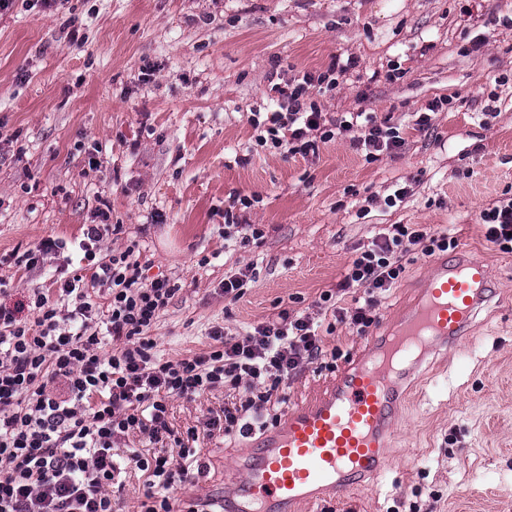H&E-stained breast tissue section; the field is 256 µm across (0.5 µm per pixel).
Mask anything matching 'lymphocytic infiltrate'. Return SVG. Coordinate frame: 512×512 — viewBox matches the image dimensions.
<instances>
[{
    "mask_svg": "<svg viewBox=\"0 0 512 512\" xmlns=\"http://www.w3.org/2000/svg\"><path fill=\"white\" fill-rule=\"evenodd\" d=\"M335 88L329 73H303L281 89L285 111L250 122L262 127L259 144L290 154L316 151L338 135L350 136L368 159L401 150L398 128L362 112L326 118L308 97L312 86ZM80 247L92 273L73 272L35 289L27 300L0 303V512H120L113 496L121 465L112 450L133 433L151 442H170L166 451L146 458L132 454L147 476L140 512H198L197 503L176 509L169 496L193 476L196 430L175 435L167 421L168 401L193 399L225 387H246L248 398L211 417L208 430L248 434L255 419L280 404L282 385L309 363L324 358L323 338L306 315L281 310L242 339L225 338L212 327L210 345L178 360L158 358L151 331L180 287L163 275L147 276L135 259V245L98 254L106 235L123 227L98 210ZM485 239L512 253V198L489 203L482 213ZM425 253L455 247L448 235L430 233L419 224H394L356 254L337 291H323L322 306L335 310L337 293H364L351 321L360 328L374 322L371 297L399 280L402 261L415 246ZM108 292L105 305L91 299L90 285Z\"/></svg>",
    "mask_w": 512,
    "mask_h": 512,
    "instance_id": "1",
    "label": "lymphocytic infiltrate"
}]
</instances>
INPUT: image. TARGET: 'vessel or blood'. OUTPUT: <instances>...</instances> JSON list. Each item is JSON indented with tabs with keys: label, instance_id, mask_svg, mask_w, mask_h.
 <instances>
[{
	"label": "vessel or blood",
	"instance_id": "obj_1",
	"mask_svg": "<svg viewBox=\"0 0 512 512\" xmlns=\"http://www.w3.org/2000/svg\"><path fill=\"white\" fill-rule=\"evenodd\" d=\"M495 293L484 262L463 252L440 261L414 301L371 336L366 356L254 442L224 512H299L323 491L353 495L381 475L423 361L431 350L457 349Z\"/></svg>",
	"mask_w": 512,
	"mask_h": 512
}]
</instances>
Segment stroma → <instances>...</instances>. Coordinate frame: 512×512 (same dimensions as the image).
<instances>
[{
    "label": "stroma",
    "instance_id": "obj_1",
    "mask_svg": "<svg viewBox=\"0 0 512 512\" xmlns=\"http://www.w3.org/2000/svg\"><path fill=\"white\" fill-rule=\"evenodd\" d=\"M336 72L311 100L330 117L368 112L405 145L367 161L349 138L292 156L258 145L248 117L278 108L273 87L306 72ZM447 100L429 128L419 112ZM0 255L41 239L67 241L43 268L0 269L11 300L79 263L83 227L106 207L124 227L104 248L137 242L150 275L180 287L152 334L182 359L222 325L242 336L281 310L309 315L342 361L366 354L369 335L330 322L317 301L336 287L358 248L391 224H421L486 261L498 290L460 353L437 352L394 429L390 465L354 497L328 494L302 512H512V253L484 237L481 212L512 197V0H14L0 15ZM98 156L101 167L88 166ZM400 187L410 193L384 203ZM257 196L251 208L237 206ZM263 238L225 239V212ZM434 256L415 249L376 324L408 302ZM245 274L242 296L224 278ZM320 363L283 386L284 416L333 380ZM245 389L168 402L178 435L200 436L203 473L177 502L223 499L252 435L205 434L211 414Z\"/></svg>",
    "mask_w": 512,
    "mask_h": 512
}]
</instances>
